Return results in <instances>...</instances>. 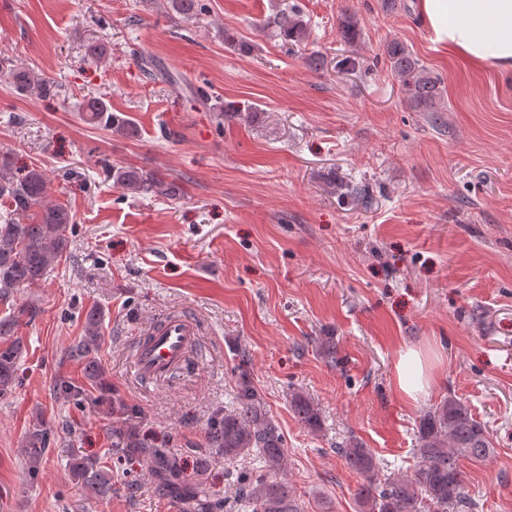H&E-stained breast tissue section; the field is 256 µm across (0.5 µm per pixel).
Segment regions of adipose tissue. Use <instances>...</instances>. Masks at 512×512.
Listing matches in <instances>:
<instances>
[{"instance_id":"obj_1","label":"adipose tissue","mask_w":512,"mask_h":512,"mask_svg":"<svg viewBox=\"0 0 512 512\" xmlns=\"http://www.w3.org/2000/svg\"><path fill=\"white\" fill-rule=\"evenodd\" d=\"M419 11L437 42L463 61L512 70V0H420ZM396 381L412 401L430 386L418 349L400 354Z\"/></svg>"}]
</instances>
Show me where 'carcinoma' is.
<instances>
[{
	"label": "carcinoma",
	"mask_w": 512,
	"mask_h": 512,
	"mask_svg": "<svg viewBox=\"0 0 512 512\" xmlns=\"http://www.w3.org/2000/svg\"><path fill=\"white\" fill-rule=\"evenodd\" d=\"M172 10L182 17L202 12L201 0H171ZM269 36L285 45L297 46L307 37V22L295 5H280L274 15L262 23ZM386 58L391 73L400 82L407 101L417 112H437L443 98L441 79L430 72L401 41L387 45ZM0 76L12 83L21 94L45 96L52 84L13 58L0 57ZM82 119L103 125L118 135L133 137L135 121L112 111L102 98L88 100L82 108ZM107 177L113 186L133 194L176 200L182 195L174 181L132 166H108ZM48 181L45 174L32 168L17 173L11 156L0 153V301L10 298L13 290L24 283L43 281L66 255L67 231L76 223L71 209L46 201ZM103 313L90 310L85 317V334L68 350V356L92 367L89 377H99L96 356L101 341ZM21 356L16 344L0 346V398L7 396L17 373ZM56 395L79 401L84 389L60 379ZM292 410L305 427H320L318 405L307 396L293 395ZM102 414L112 423V437L130 457L147 458L172 479L183 474L180 461L159 448L145 443L139 434L144 418L139 410L125 405L115 406L100 399ZM50 433L36 420L29 432L25 454L31 471H37L49 443ZM206 445L224 455L226 461L253 456L262 466L260 474L245 469L236 474L237 502L252 512H300L288 492V483L274 479L285 466V438L269 414L264 396L250 380L248 372L239 368L231 405L212 416L205 430ZM492 451L490 432L468 405L455 397H446L426 411L419 421V437L415 455L418 469L410 477L381 478L371 450L360 442L336 447V453L363 477L358 498L363 512H475L477 503L469 494L460 460L478 462ZM73 477L82 487L103 498L112 491V470L82 457L70 462Z\"/></svg>",
	"instance_id": "cac0c4a2"
}]
</instances>
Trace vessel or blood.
<instances>
[{
    "label": "vessel or blood",
    "mask_w": 512,
    "mask_h": 512,
    "mask_svg": "<svg viewBox=\"0 0 512 512\" xmlns=\"http://www.w3.org/2000/svg\"><path fill=\"white\" fill-rule=\"evenodd\" d=\"M194 323L181 316H169L150 330L148 342L140 344L134 362L141 378L167 374L180 364L196 342Z\"/></svg>",
    "instance_id": "vessel-or-blood-1"
}]
</instances>
